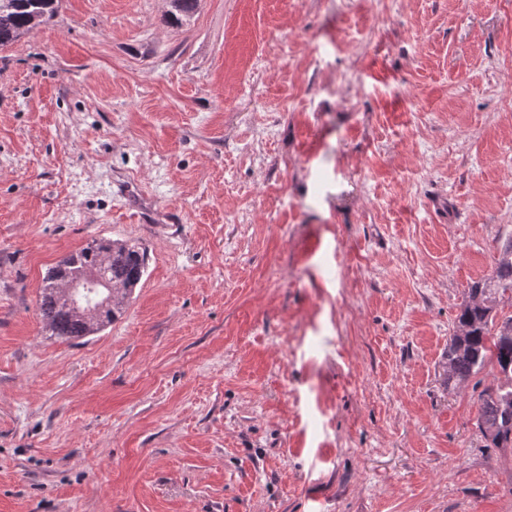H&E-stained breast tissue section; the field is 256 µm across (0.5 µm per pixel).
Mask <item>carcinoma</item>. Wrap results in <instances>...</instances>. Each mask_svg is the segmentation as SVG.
Here are the masks:
<instances>
[{
    "instance_id": "1",
    "label": "carcinoma",
    "mask_w": 512,
    "mask_h": 512,
    "mask_svg": "<svg viewBox=\"0 0 512 512\" xmlns=\"http://www.w3.org/2000/svg\"><path fill=\"white\" fill-rule=\"evenodd\" d=\"M58 0H0V47H6L34 27L48 23ZM147 250L138 245L95 240L69 254L43 278L38 315L51 334L59 338L85 337L112 322L141 282ZM123 285L112 306L80 316L62 299L58 282L87 270ZM512 303V236L497 249L492 272L468 288L453 334L444 354L446 386L467 382L489 363L498 382L478 393L477 427L489 448L512 447V315L501 305Z\"/></svg>"
}]
</instances>
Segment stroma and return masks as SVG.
<instances>
[{"instance_id":"35a3bbf8","label":"stroma","mask_w":512,"mask_h":512,"mask_svg":"<svg viewBox=\"0 0 512 512\" xmlns=\"http://www.w3.org/2000/svg\"><path fill=\"white\" fill-rule=\"evenodd\" d=\"M170 10L60 0L0 48V512H512L442 367L512 235V0ZM96 239L146 273L51 336ZM110 241L94 240L91 244L63 258L43 278L41 285L38 315L43 325L53 336L72 339L88 336L101 327L112 322L117 313L125 307L133 290L141 282L147 266V250L138 245L115 242L112 247L111 262L99 266V256L106 250ZM102 278L121 283L123 292L112 299V283ZM65 288L75 301L85 299L88 294L97 293V300L105 307L112 301V306L99 310L88 316H79L62 299L58 282L65 277H74Z\"/></svg>"}]
</instances>
